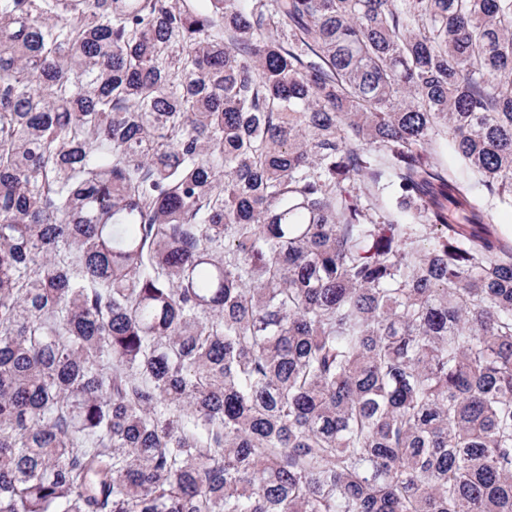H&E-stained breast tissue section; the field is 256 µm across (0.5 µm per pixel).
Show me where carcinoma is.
<instances>
[{
	"label": "carcinoma",
	"mask_w": 512,
	"mask_h": 512,
	"mask_svg": "<svg viewBox=\"0 0 512 512\" xmlns=\"http://www.w3.org/2000/svg\"><path fill=\"white\" fill-rule=\"evenodd\" d=\"M490 198L512 0H0V512H512Z\"/></svg>",
	"instance_id": "cac0c4a2"
}]
</instances>
